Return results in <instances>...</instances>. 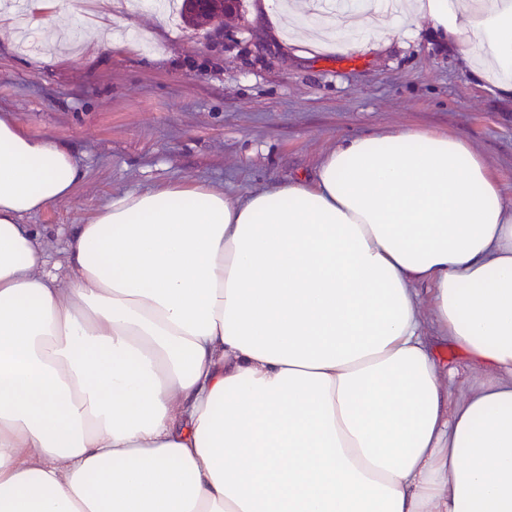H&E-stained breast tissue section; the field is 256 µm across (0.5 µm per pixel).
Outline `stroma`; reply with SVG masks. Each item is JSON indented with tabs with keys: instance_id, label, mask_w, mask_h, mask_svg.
<instances>
[{
	"instance_id": "obj_1",
	"label": "stroma",
	"mask_w": 512,
	"mask_h": 512,
	"mask_svg": "<svg viewBox=\"0 0 512 512\" xmlns=\"http://www.w3.org/2000/svg\"><path fill=\"white\" fill-rule=\"evenodd\" d=\"M68 2L71 48L52 64L0 27V116L74 146L87 171L72 198L30 216L51 233L128 191L264 188L312 173L341 140L405 128L465 138L512 192V100L476 83L427 23L339 54L261 44L247 16L228 19V42L144 11L130 32L150 48L91 49L81 0Z\"/></svg>"
}]
</instances>
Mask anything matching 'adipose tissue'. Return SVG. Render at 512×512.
Listing matches in <instances>:
<instances>
[{"label":"adipose tissue","instance_id":"obj_1","mask_svg":"<svg viewBox=\"0 0 512 512\" xmlns=\"http://www.w3.org/2000/svg\"><path fill=\"white\" fill-rule=\"evenodd\" d=\"M67 15L27 0L42 61ZM421 20L512 99V0L252 13L329 51ZM85 177L0 118V512H512V198L466 139L360 136L245 193L129 191L58 242L28 224Z\"/></svg>","mask_w":512,"mask_h":512}]
</instances>
